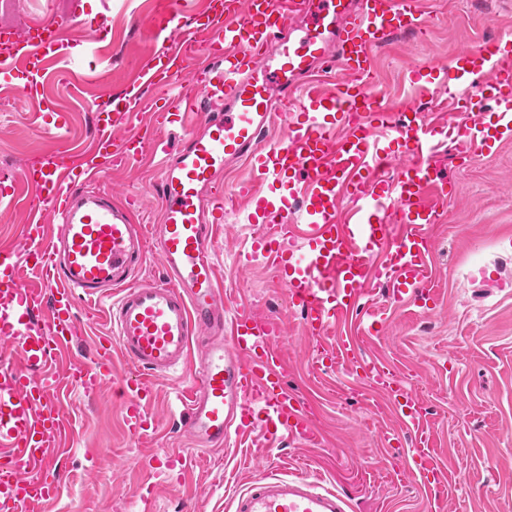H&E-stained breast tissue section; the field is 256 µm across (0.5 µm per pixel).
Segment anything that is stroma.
I'll return each instance as SVG.
<instances>
[{
    "mask_svg": "<svg viewBox=\"0 0 512 512\" xmlns=\"http://www.w3.org/2000/svg\"><path fill=\"white\" fill-rule=\"evenodd\" d=\"M430 27L397 36L374 52L376 81L392 111L420 107L435 128L464 122L465 111L445 91L424 96L409 80L420 62L442 63L459 50L501 34H512V0H424ZM156 0H27L0 14L1 23L24 25L48 15L63 29L79 20H105L108 33L97 43L74 44L70 57L51 62L46 75L55 113L66 121L74 156H82L93 136L95 110L114 96L139 89L155 41L147 24ZM85 74L79 90L67 88L71 72ZM47 136L17 89L0 83V167L21 172L43 149ZM442 171L457 184L447 221L435 225L436 306L388 304L385 290L373 296L386 309L380 336L365 343L369 354H384L412 375L426 408L439 452L440 493L419 481L391 480L394 453L384 443L399 432L398 418L383 396L351 389L339 371L314 375L310 342L299 311L288 302L273 265L251 261L239 271L237 254L252 236L279 235L274 224H252L238 203L224 216L217 259L237 302L275 318L293 389L316 408L322 442L315 447L284 442L267 447L260 434L220 450L187 446L179 435L184 407L177 400L186 386L174 376L156 383L150 407L156 429L151 437L130 436L122 408L110 387L94 395L73 392L68 409L77 420L72 450L60 465L63 493L46 512H138L151 497L156 512H233L235 494L246 487L258 463L280 474L322 479L345 491L352 512H512V143L496 153L443 158ZM154 163L112 173L116 194L141 196L139 220L157 224L159 203L152 191ZM186 448L191 463L185 482L149 467L147 460L166 448ZM102 456L93 466L87 450Z\"/></svg>",
    "mask_w": 512,
    "mask_h": 512,
    "instance_id": "1",
    "label": "stroma"
}]
</instances>
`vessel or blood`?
Wrapping results in <instances>:
<instances>
[{"label":"vessel or blood","instance_id":"vessel-or-blood-1","mask_svg":"<svg viewBox=\"0 0 512 512\" xmlns=\"http://www.w3.org/2000/svg\"><path fill=\"white\" fill-rule=\"evenodd\" d=\"M429 24L421 0H210L204 20L187 23L180 0H161L154 22L163 42L142 74L150 98L119 96L94 113L90 151H65V126L10 185L27 220L19 242L0 248V512H42L63 490L56 462L76 424L72 391L111 383L114 359L129 372L112 393L131 436L150 430L155 382L182 371V434L220 449L233 435L319 444L309 402L289 388L279 323L247 306L229 307L216 263L224 208L240 199L254 224H276L251 252L271 260L317 339L314 368L344 370L356 387H377L411 434L400 471L441 483L432 436L405 374L364 355L359 337L381 335L383 308H362L377 287L394 303L430 310L435 273L431 232L443 223L454 183L438 168L442 140L457 153L491 154L512 140V37L469 46L447 64L410 71L422 92L447 89L468 111L464 124L436 131L410 106L390 111L375 88L373 51ZM57 22L0 32V81L38 111L49 109V64L70 53ZM336 75L334 91L323 78ZM133 115L136 126L119 130ZM288 130L262 143L273 118ZM176 121L179 144L165 124ZM160 158V221L138 223L134 195H113L110 174ZM248 161L253 184L225 191L231 163ZM393 167L392 183L378 171ZM156 255L162 281L137 274ZM110 298L112 332L94 358L72 353L80 303ZM336 339H329V332ZM159 470L186 472L183 450L153 456ZM234 512H351L337 490L304 476L259 472L233 499Z\"/></svg>","mask_w":512,"mask_h":512}]
</instances>
